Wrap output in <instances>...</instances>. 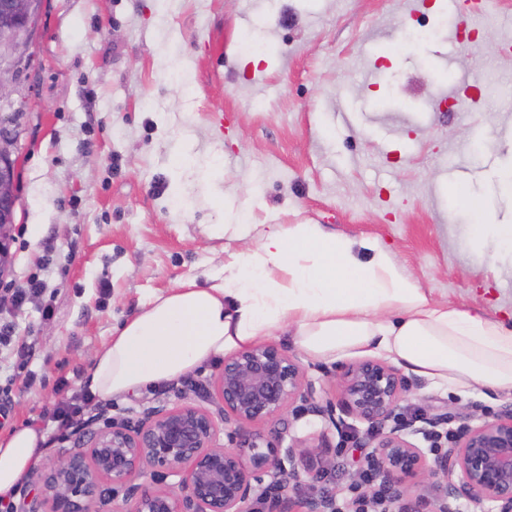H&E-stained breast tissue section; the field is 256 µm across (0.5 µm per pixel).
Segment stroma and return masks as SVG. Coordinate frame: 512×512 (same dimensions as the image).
I'll list each match as a JSON object with an SVG mask.
<instances>
[{
    "label": "stroma",
    "instance_id": "obj_1",
    "mask_svg": "<svg viewBox=\"0 0 512 512\" xmlns=\"http://www.w3.org/2000/svg\"><path fill=\"white\" fill-rule=\"evenodd\" d=\"M448 0H44L32 64L0 115L15 118L21 198L0 281V433L43 426L46 461L86 434L99 408L137 422L148 407L217 410L207 365L137 395L85 409L52 439L45 410L85 387L96 352L154 296L206 287L225 253L257 248L212 237L213 224H319L386 248L434 301L512 322V253L471 240L479 200L512 224V98L477 94L486 76L512 86V0H489L454 31ZM424 25L423 40L403 39ZM264 49L253 52L250 38ZM38 276L21 310L7 287ZM53 305L43 318L42 302ZM323 397L349 354L311 361L286 337ZM26 346V370L15 367ZM403 417L448 409L471 424L512 402L408 375ZM333 448L332 471L303 497L349 498L372 441L355 423L291 422L284 439Z\"/></svg>",
    "mask_w": 512,
    "mask_h": 512
}]
</instances>
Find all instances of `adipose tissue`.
<instances>
[{
    "label": "adipose tissue",
    "mask_w": 512,
    "mask_h": 512,
    "mask_svg": "<svg viewBox=\"0 0 512 512\" xmlns=\"http://www.w3.org/2000/svg\"><path fill=\"white\" fill-rule=\"evenodd\" d=\"M283 335L315 361L376 350L437 386L512 393V325L433 301L385 249L318 224L269 225L209 287L153 298L96 353L87 387L123 397ZM44 443L32 425L0 434V499L36 472Z\"/></svg>",
    "instance_id": "1"
}]
</instances>
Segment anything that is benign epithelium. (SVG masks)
I'll list each match as a JSON object with an SVG mask.
<instances>
[{"mask_svg": "<svg viewBox=\"0 0 512 512\" xmlns=\"http://www.w3.org/2000/svg\"><path fill=\"white\" fill-rule=\"evenodd\" d=\"M43 0H0V99L5 74L20 72L29 57ZM18 132L0 117V280L11 265L10 242L20 201ZM336 399L320 396L315 382L294 358L274 345L256 346L224 358L213 382L217 413L182 403L150 410L137 425L106 419L92 428L77 450L63 453L40 478L38 493L24 497L22 512H93L112 493L113 512H280L293 505L310 481L327 476L332 449L302 439L283 446L282 432L251 430L257 422L285 415L319 416L338 427L351 417L367 425L373 446L365 463L397 490L424 481L437 491L433 512H450L448 498H464L478 512H512V402L480 424L448 432V446L434 457L408 441L395 424L409 385L399 370L379 359L340 370ZM448 411L415 414L426 435L454 422ZM227 437L229 446L219 443ZM150 476V482L135 480ZM272 477L263 483L262 476ZM306 512H334L333 500L303 501Z\"/></svg>", "mask_w": 512, "mask_h": 512, "instance_id": "benign-epithelium-1", "label": "benign epithelium"}]
</instances>
